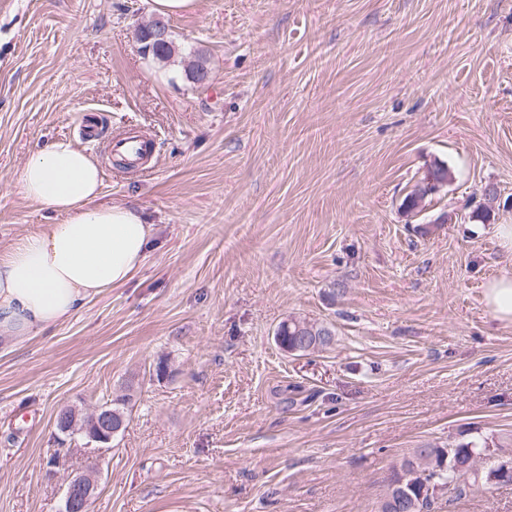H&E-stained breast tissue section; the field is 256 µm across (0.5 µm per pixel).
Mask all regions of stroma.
<instances>
[{"label": "stroma", "mask_w": 512, "mask_h": 512, "mask_svg": "<svg viewBox=\"0 0 512 512\" xmlns=\"http://www.w3.org/2000/svg\"><path fill=\"white\" fill-rule=\"evenodd\" d=\"M156 16L0 0V254L62 223L17 189L59 141L154 229L126 285L0 343V512H59L56 415L116 393L93 512H378L414 448L512 440V323L485 301L512 275V0H193L166 21L202 90L140 54ZM129 128L150 168L106 157ZM436 160L452 182L404 213ZM489 185L493 222L467 223ZM292 316L332 343L283 352ZM434 512H512V486Z\"/></svg>", "instance_id": "35a3bbf8"}]
</instances>
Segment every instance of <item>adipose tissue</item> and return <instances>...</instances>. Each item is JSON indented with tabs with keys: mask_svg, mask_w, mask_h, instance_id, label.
<instances>
[{
	"mask_svg": "<svg viewBox=\"0 0 512 512\" xmlns=\"http://www.w3.org/2000/svg\"><path fill=\"white\" fill-rule=\"evenodd\" d=\"M101 170L73 143L33 154L21 193L65 220L0 255V338L19 342L61 323L84 301L122 286L143 264L152 227L136 209L100 200Z\"/></svg>",
	"mask_w": 512,
	"mask_h": 512,
	"instance_id": "obj_1",
	"label": "adipose tissue"
}]
</instances>
